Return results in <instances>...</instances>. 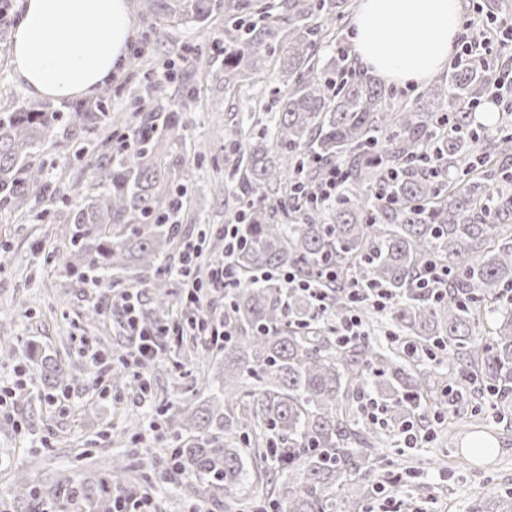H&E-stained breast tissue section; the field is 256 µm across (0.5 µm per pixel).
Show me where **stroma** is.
I'll use <instances>...</instances> for the list:
<instances>
[{
	"mask_svg": "<svg viewBox=\"0 0 512 512\" xmlns=\"http://www.w3.org/2000/svg\"><path fill=\"white\" fill-rule=\"evenodd\" d=\"M133 6L134 34L130 49L168 63L172 76L158 85L163 105L182 110L186 124V147L175 148L170 162H195L197 178L188 191L190 206L181 241H198L201 223L223 227L230 200L218 195L215 178L225 175V154L239 111L254 96L271 94L274 86L258 78L239 89L233 98L212 91L209 75L224 64L223 20L202 30L195 25H177L172 39L155 42V21L143 14L141 0ZM155 70L138 65L132 56L109 83L108 94L88 97L89 105L103 116L101 124L84 126L73 122L79 100L52 101L60 114L50 139L41 148V166L50 191L56 194L51 212L33 204L23 222L8 217L0 203V330L20 339L13 357L0 358V390L12 391L13 421H0V498L15 472L37 459L39 471H65L76 477L94 472L97 459L120 451L130 454L139 466L142 490L157 492L161 483L158 465L172 448L169 433L159 423L164 409H176L194 399L205 378L216 377L221 360L210 355L204 337H196L199 356L186 360L184 348L173 344L166 365L149 370L146 394L120 391L111 383H98L89 374L85 387L57 395L54 405L31 410L30 375L45 357L54 356L85 363V348L93 346L112 354L127 338L116 312L108 305L116 293L141 286L137 272L122 274L118 283L97 288L65 270L69 242L54 237L52 228L65 222L74 202L72 186H89L90 165L103 144L118 146L125 121L139 111L144 86L155 83ZM156 84V83H155ZM198 96L196 106L182 109L188 92ZM464 404L479 402L478 413L454 420L429 419L415 424L420 439L403 449L407 466L416 470L401 491L389 482L394 468L376 467L369 481L364 512H470L476 495L489 488L512 489V422L496 417L491 397L479 391L478 382L465 384ZM137 420L138 432L125 431L124 423Z\"/></svg>",
	"mask_w": 512,
	"mask_h": 512,
	"instance_id": "obj_1",
	"label": "stroma"
}]
</instances>
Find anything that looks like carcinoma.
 <instances>
[{
    "instance_id": "obj_1",
    "label": "carcinoma",
    "mask_w": 512,
    "mask_h": 512,
    "mask_svg": "<svg viewBox=\"0 0 512 512\" xmlns=\"http://www.w3.org/2000/svg\"><path fill=\"white\" fill-rule=\"evenodd\" d=\"M159 19L207 26L224 19V68L213 73L224 93L271 73L277 110L256 104L235 123L227 155L228 182L219 194L238 204L227 222L242 219L232 255L238 274L224 291V373L167 417L176 448L163 473L186 504L245 512L233 491L252 479L270 486L273 512H360L366 480L380 462L382 428L362 424L355 398L373 389L385 401L386 424L406 428L438 412L432 372L400 347L353 345L336 324L357 313L363 324L384 317L389 336L448 359L457 385L477 377L498 412L512 418V106L493 128L475 123L471 109L489 88L495 66L469 59L411 103L357 71L346 53L320 54L346 17L347 0H288V16H268L242 28L247 0H141ZM59 113L0 107V197L26 217L30 198L53 204L35 152ZM132 150L103 151L90 168L92 192L59 228L69 240L66 266L94 283L136 268L145 273L149 326L168 322L174 301L169 254L180 235L185 190L195 166L168 161L186 144L178 112H138L128 126ZM342 175L336 201L324 205L326 172ZM333 281L319 278L326 266ZM433 265L448 283L420 288ZM291 270L327 294L320 306L303 288H286L260 273ZM379 285L391 302L383 310L354 303L349 288ZM112 383L130 389L138 378L117 356ZM82 368L49 358L32 372L39 394L84 385ZM107 477L76 484L65 477L40 484L19 476L10 500L32 507L36 486L63 498L74 512H104L105 487L136 490L126 454L108 457ZM477 512H512V490L479 496Z\"/></svg>"
}]
</instances>
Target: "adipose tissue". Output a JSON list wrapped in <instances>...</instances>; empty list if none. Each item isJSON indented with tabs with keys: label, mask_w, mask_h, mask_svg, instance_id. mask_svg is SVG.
Wrapping results in <instances>:
<instances>
[{
	"label": "adipose tissue",
	"mask_w": 512,
	"mask_h": 512,
	"mask_svg": "<svg viewBox=\"0 0 512 512\" xmlns=\"http://www.w3.org/2000/svg\"><path fill=\"white\" fill-rule=\"evenodd\" d=\"M459 16V0H361L355 53L387 81L426 82L446 69ZM132 33L129 0H23L11 63L33 96H89L111 80Z\"/></svg>",
	"instance_id": "adipose-tissue-1"
}]
</instances>
